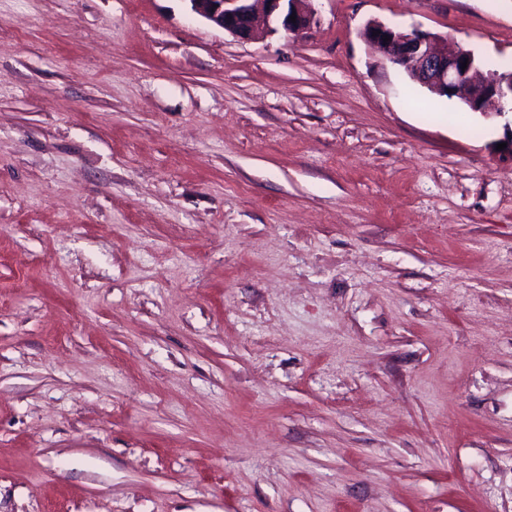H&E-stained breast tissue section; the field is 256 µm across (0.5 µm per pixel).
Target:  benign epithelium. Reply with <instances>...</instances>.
<instances>
[{
  "mask_svg": "<svg viewBox=\"0 0 512 512\" xmlns=\"http://www.w3.org/2000/svg\"><path fill=\"white\" fill-rule=\"evenodd\" d=\"M312 0H190L194 13L241 41L260 29L297 36L314 22ZM296 21H291V15ZM361 38L391 65L430 92L460 97L472 112L489 105L503 112L512 106V69L486 74L476 52L448 34L412 28L396 31L379 20H369ZM467 68H462V63Z\"/></svg>",
  "mask_w": 512,
  "mask_h": 512,
  "instance_id": "7a95c632",
  "label": "benign epithelium"
}]
</instances>
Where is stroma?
Returning <instances> with one entry per match:
<instances>
[{
	"label": "stroma",
	"instance_id": "stroma-1",
	"mask_svg": "<svg viewBox=\"0 0 512 512\" xmlns=\"http://www.w3.org/2000/svg\"><path fill=\"white\" fill-rule=\"evenodd\" d=\"M0 0V512H512V0ZM194 13L241 41H249L258 32L281 31L298 36L314 22V0H188ZM262 5L261 11L257 4ZM295 13L296 23L291 21ZM380 34L373 36V32ZM361 38L391 65L431 93L452 98L459 96L472 112L485 113L494 104L503 113L512 112V68L485 74L476 52L448 34L412 28L395 31L379 20H369ZM385 36L389 37L384 41ZM468 59L467 68L462 63Z\"/></svg>",
	"mask_w": 512,
	"mask_h": 512
}]
</instances>
